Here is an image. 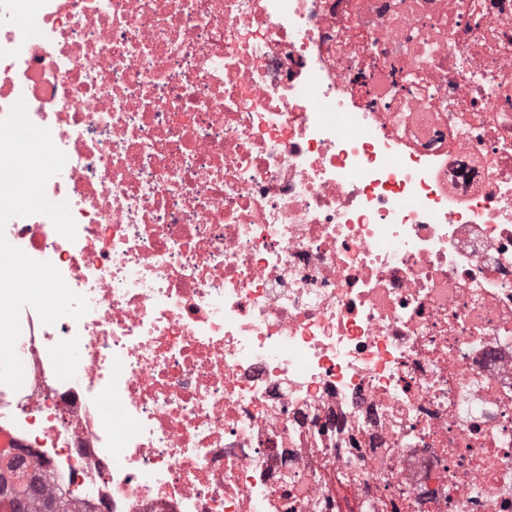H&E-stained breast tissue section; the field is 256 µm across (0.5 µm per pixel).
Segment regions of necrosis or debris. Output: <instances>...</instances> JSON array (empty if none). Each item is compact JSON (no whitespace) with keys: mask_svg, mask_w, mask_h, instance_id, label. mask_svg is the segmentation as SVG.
Listing matches in <instances>:
<instances>
[{"mask_svg":"<svg viewBox=\"0 0 512 512\" xmlns=\"http://www.w3.org/2000/svg\"><path fill=\"white\" fill-rule=\"evenodd\" d=\"M0 454L68 512H512V0H0Z\"/></svg>","mask_w":512,"mask_h":512,"instance_id":"1","label":"necrosis or debris"}]
</instances>
